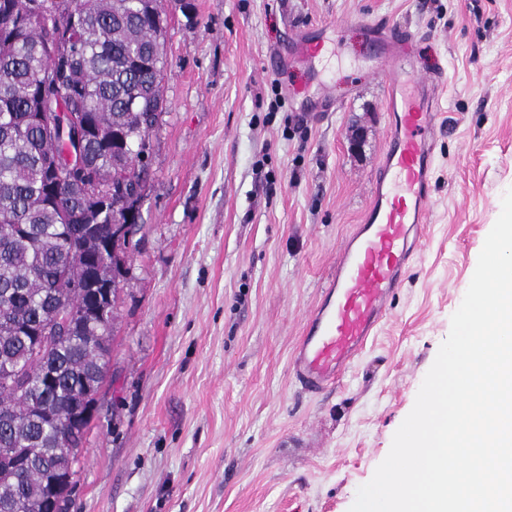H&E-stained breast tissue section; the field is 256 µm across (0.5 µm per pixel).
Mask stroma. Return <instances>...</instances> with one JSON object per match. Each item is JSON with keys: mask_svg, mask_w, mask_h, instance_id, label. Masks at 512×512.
I'll list each match as a JSON object with an SVG mask.
<instances>
[{"mask_svg": "<svg viewBox=\"0 0 512 512\" xmlns=\"http://www.w3.org/2000/svg\"><path fill=\"white\" fill-rule=\"evenodd\" d=\"M192 2L163 0L166 111L69 512H349L512 188V0ZM377 22L445 70L429 222L376 336L314 396L291 356L388 143ZM323 87L335 111H314Z\"/></svg>", "mask_w": 512, "mask_h": 512, "instance_id": "35a3bbf8", "label": "stroma"}]
</instances>
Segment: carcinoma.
<instances>
[{
	"label": "carcinoma",
	"mask_w": 512,
	"mask_h": 512,
	"mask_svg": "<svg viewBox=\"0 0 512 512\" xmlns=\"http://www.w3.org/2000/svg\"><path fill=\"white\" fill-rule=\"evenodd\" d=\"M33 0H0V377L18 370V383L0 380V512H68L70 498L49 504L44 490L57 474L76 479L91 419L70 416L87 396L86 385L105 382L114 318L64 325L92 291L89 267L72 251L86 240L80 227L88 208L64 181L54 192L46 166L62 155L65 138L48 141L36 115L39 70L63 69L58 94L79 108L97 133L85 148L87 164L120 176L143 191L148 164L139 149L165 109L164 15L159 0H70L77 15L70 33L75 51L66 60L48 53L56 32L35 18ZM128 222L127 208L107 207L96 217L99 240L113 224ZM58 339L36 359L32 331L48 324Z\"/></svg>",
	"instance_id": "carcinoma-1"
}]
</instances>
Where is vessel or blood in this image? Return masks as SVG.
Returning <instances> with one entry per match:
<instances>
[{
	"label": "vessel or blood",
	"instance_id": "1",
	"mask_svg": "<svg viewBox=\"0 0 512 512\" xmlns=\"http://www.w3.org/2000/svg\"><path fill=\"white\" fill-rule=\"evenodd\" d=\"M393 42L401 64L389 80L388 149L371 183L363 222L342 243L290 362L294 380L312 394L334 386L375 336L428 222L436 94L443 76L413 69L409 32H399Z\"/></svg>",
	"mask_w": 512,
	"mask_h": 512
}]
</instances>
